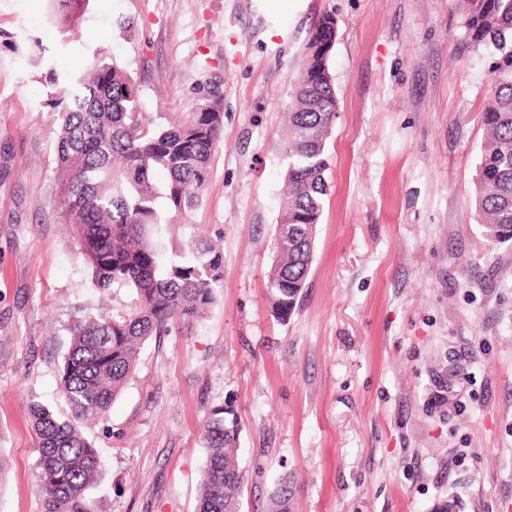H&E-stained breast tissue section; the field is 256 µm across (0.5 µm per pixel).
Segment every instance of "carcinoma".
Wrapping results in <instances>:
<instances>
[{
	"label": "carcinoma",
	"instance_id": "obj_1",
	"mask_svg": "<svg viewBox=\"0 0 512 512\" xmlns=\"http://www.w3.org/2000/svg\"><path fill=\"white\" fill-rule=\"evenodd\" d=\"M53 24L68 34L89 0H53ZM475 43L503 51L494 91L483 108L486 138L474 177V206L491 243L512 241V0H464ZM336 21L321 15L307 63L288 112L284 210L271 270L270 300L285 322L303 298L314 258L317 224L327 195L325 145L336 119V91L327 61ZM64 95L51 100L55 140L57 223L69 229L91 287L133 288L129 311L95 316L85 306L70 323L71 346L62 390L72 419H58L31 403L39 435L44 512H91L86 492L99 475L97 448L81 425L101 419L132 377L141 349L173 325H190L216 300L224 279L223 252L213 238L173 234L180 218L201 202L216 142L224 133L221 103L205 98L187 119L155 123L141 112L128 70L100 49L84 71L63 77ZM167 176L164 187L156 175ZM216 409L204 426L206 458L198 512H241L245 472L238 423ZM290 483L273 495L286 512Z\"/></svg>",
	"mask_w": 512,
	"mask_h": 512
}]
</instances>
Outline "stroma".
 <instances>
[{
  "label": "stroma",
  "instance_id": "35a3bbf8",
  "mask_svg": "<svg viewBox=\"0 0 512 512\" xmlns=\"http://www.w3.org/2000/svg\"><path fill=\"white\" fill-rule=\"evenodd\" d=\"M49 0H0V512H43L28 405L70 415L60 375L72 308L112 315L55 222L49 70L102 47L157 121L217 95L224 135L183 220L223 239L224 281L191 327L149 340L107 417L94 512H197L203 426L239 421L243 512H512V243L471 196L499 53L463 0H90L62 38ZM329 13L337 118L306 295L268 294L286 171L283 129Z\"/></svg>",
  "mask_w": 512,
  "mask_h": 512
}]
</instances>
